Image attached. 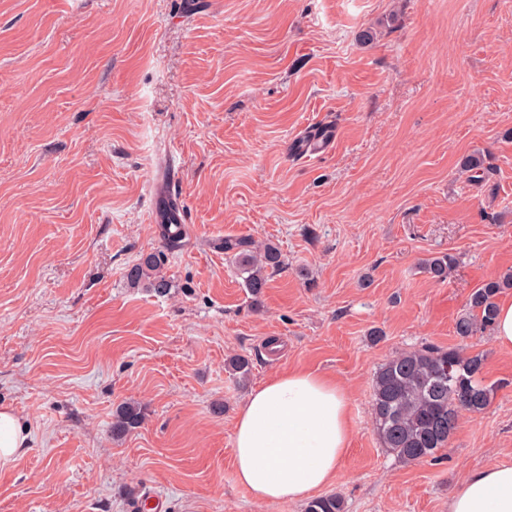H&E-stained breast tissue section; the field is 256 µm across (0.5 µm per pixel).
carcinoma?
<instances>
[{
  "label": "carcinoma",
  "mask_w": 512,
  "mask_h": 512,
  "mask_svg": "<svg viewBox=\"0 0 512 512\" xmlns=\"http://www.w3.org/2000/svg\"><path fill=\"white\" fill-rule=\"evenodd\" d=\"M184 235L181 225L161 223L166 248L178 247ZM224 253L256 302L270 274L284 265L280 250L272 243L259 246L249 239L226 238ZM455 263V256L448 253L427 259L424 270L431 278L444 281ZM163 265L158 253L142 256L128 268L127 284L159 295L168 293L170 281L162 273ZM504 288H512V274L490 278L474 289L466 311L455 322V334L464 340L493 329L496 299ZM483 367L484 355L465 354L458 348L427 346L388 358L372 382V425L383 448L403 463L436 458L440 449L448 447L461 413H480L490 405L493 388L481 378ZM227 368L245 380L252 364L248 357L238 355L227 362ZM142 418L139 403L118 405L113 411L112 436L128 434L139 427ZM306 512H344V502L338 496L315 498Z\"/></svg>",
  "instance_id": "cac0c4a2"
}]
</instances>
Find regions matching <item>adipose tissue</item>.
Segmentation results:
<instances>
[{
	"label": "adipose tissue",
	"instance_id": "ef3b65f1",
	"mask_svg": "<svg viewBox=\"0 0 512 512\" xmlns=\"http://www.w3.org/2000/svg\"><path fill=\"white\" fill-rule=\"evenodd\" d=\"M352 428L336 381L306 370L278 373L254 388L236 414L235 480L261 502L306 500L335 480ZM29 440L27 423L0 407V461L13 459ZM448 512H512V464L472 472Z\"/></svg>",
	"mask_w": 512,
	"mask_h": 512
}]
</instances>
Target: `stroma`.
Here are the masks:
<instances>
[{
    "label": "stroma",
    "instance_id": "1",
    "mask_svg": "<svg viewBox=\"0 0 512 512\" xmlns=\"http://www.w3.org/2000/svg\"><path fill=\"white\" fill-rule=\"evenodd\" d=\"M317 124L330 149L294 159ZM171 170L188 224L168 251L152 183ZM227 237L283 255L260 306ZM161 250L169 293L129 287ZM444 253L437 282L419 264ZM508 273L512 0H0V406L31 432L0 462V512H139L149 492L165 512H305L255 501L232 460L246 396L295 368L347 391L325 489L345 512H448L471 472L512 464V349L454 332ZM460 345L484 356L490 406L436 459L399 462L374 373ZM127 400L144 419L116 439Z\"/></svg>",
    "mask_w": 512,
    "mask_h": 512
}]
</instances>
